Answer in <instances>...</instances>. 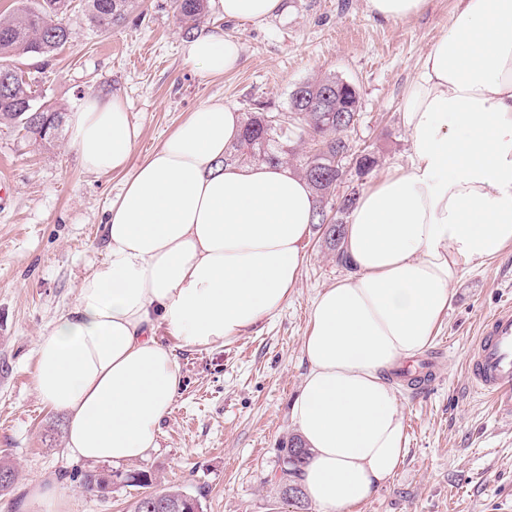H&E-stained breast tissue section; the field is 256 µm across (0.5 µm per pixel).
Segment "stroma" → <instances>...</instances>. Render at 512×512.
I'll use <instances>...</instances> for the list:
<instances>
[{
  "instance_id": "1",
  "label": "stroma",
  "mask_w": 512,
  "mask_h": 512,
  "mask_svg": "<svg viewBox=\"0 0 512 512\" xmlns=\"http://www.w3.org/2000/svg\"><path fill=\"white\" fill-rule=\"evenodd\" d=\"M455 6L427 0L417 14L390 21L371 13L367 0H287L284 12L260 25L225 20L216 6L212 26L242 47L240 67L220 78L185 61L187 33L170 0H140L124 23L102 34L76 8L72 42L49 65L26 55L16 61L42 101L65 113L89 95L122 96L139 131L138 159L206 101L241 113L257 103L284 112L295 85L334 74L359 93L350 143L371 146L377 158L370 175H348L363 189L408 166L404 94ZM123 180L85 170L67 134L39 145L0 125V463L16 472L13 486L0 489V512H42L28 497L39 476L57 481L71 512H130L140 493L80 486L73 473L84 462L65 448L68 419L39 400L33 383L41 336L107 258L103 223ZM305 254L287 305L232 343L190 349L157 329L178 356L181 385L157 448L134 466L154 474L158 488L197 496L201 512H316L309 498L283 496L277 476L281 445L297 433L290 406L307 372L301 341L311 305L347 269L317 229L306 236ZM509 302L512 248L454 284L432 345L413 361L425 369L424 381L395 380L407 454L356 512H512V415L497 414L466 373L483 320Z\"/></svg>"
}]
</instances>
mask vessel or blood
I'll return each instance as SVG.
<instances>
[{
	"mask_svg": "<svg viewBox=\"0 0 512 512\" xmlns=\"http://www.w3.org/2000/svg\"><path fill=\"white\" fill-rule=\"evenodd\" d=\"M467 374L473 389L512 414V306L498 309L469 352Z\"/></svg>",
	"mask_w": 512,
	"mask_h": 512,
	"instance_id": "vessel-or-blood-1",
	"label": "vessel or blood"
}]
</instances>
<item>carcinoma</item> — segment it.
Listing matches in <instances>:
<instances>
[{
    "mask_svg": "<svg viewBox=\"0 0 512 512\" xmlns=\"http://www.w3.org/2000/svg\"><path fill=\"white\" fill-rule=\"evenodd\" d=\"M20 6L7 15L0 14V122L13 124L23 137L38 144L55 140L64 125V113L39 100L37 90L13 64V57L27 54L48 60L72 42L69 13L72 0H19ZM174 12L189 32L209 16V0H171ZM133 0H84L86 25L97 32H107L124 22L132 11ZM287 115L272 122V113L262 104L244 113L241 133L224 157L226 163L279 165L288 162V141L296 136L305 150L296 156L298 171L308 181L315 195L313 225L324 228L326 241L339 247L343 241L344 217L359 199V189L347 188L336 195L344 179L343 161L354 157L362 176L376 166L374 151L355 148L346 132L359 117L358 97L340 86L332 74L311 78L294 87L289 95ZM284 468L280 482L296 484L298 472L309 458L302 440L293 437L282 447ZM74 477L88 491L107 493L112 489V473L98 469L75 472ZM123 482L143 489L133 503V512H158L148 504L156 495L171 503L198 499L179 488L153 489L156 478L144 470L126 473Z\"/></svg>",
    "mask_w": 512,
    "mask_h": 512,
    "instance_id": "obj_1",
    "label": "carcinoma"
}]
</instances>
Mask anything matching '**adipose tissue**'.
<instances>
[{
	"mask_svg": "<svg viewBox=\"0 0 512 512\" xmlns=\"http://www.w3.org/2000/svg\"><path fill=\"white\" fill-rule=\"evenodd\" d=\"M225 19L262 24L284 0H221ZM186 61L221 77L240 61L218 28ZM402 120L410 164L375 180L348 215L352 271L315 299L308 371L290 418L311 458L298 481L319 512H352L390 479L407 436L388 372L430 347L465 270L512 246V0H457L421 57ZM235 107L206 101L141 160L120 95L84 98L68 119L83 166L131 170L108 208V259L42 335L34 388L68 417L67 451L128 463L156 448L180 384L165 324L182 344L230 343L299 287L315 199L287 166L224 164Z\"/></svg>",
	"mask_w": 512,
	"mask_h": 512,
	"instance_id": "obj_1",
	"label": "adipose tissue"
}]
</instances>
